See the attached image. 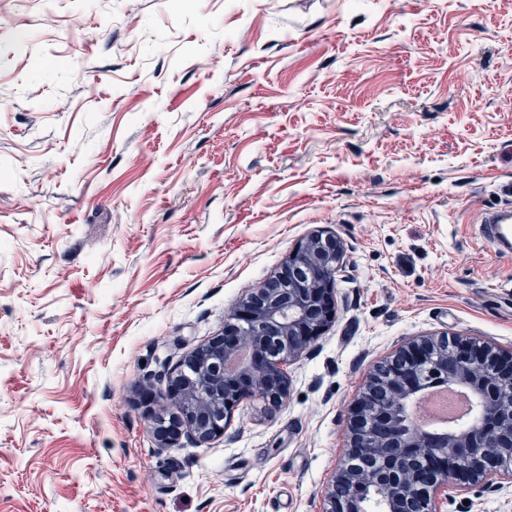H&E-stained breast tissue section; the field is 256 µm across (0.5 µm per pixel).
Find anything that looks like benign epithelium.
<instances>
[{
	"label": "benign epithelium",
	"instance_id": "obj_1",
	"mask_svg": "<svg viewBox=\"0 0 512 512\" xmlns=\"http://www.w3.org/2000/svg\"><path fill=\"white\" fill-rule=\"evenodd\" d=\"M343 250L336 236L316 232L301 243L269 278L248 289L224 329L187 355L181 371L169 380L183 413L157 422V433L171 440L187 428L199 442L224 430L240 402L259 399L275 409L288 395L284 366L322 335L336 317L334 281ZM442 336H420L393 356L391 395L379 406L375 423L364 427L363 414L377 382L371 372L350 412V449L347 457L380 452L378 465L363 471L343 461L326 487L323 512H367L362 505L366 490L383 491L386 512H435L434 497L450 480L476 484L497 476L512 480V426L502 427V417L512 418V404L502 403V393L512 391V353L494 349L465 336H452L454 357L437 358L439 379L471 385L473 375H484L483 389H474L481 424L474 432L448 439L446 434L401 431L394 415L410 407L425 383L422 365L433 357ZM452 446L446 452L444 448Z\"/></svg>",
	"mask_w": 512,
	"mask_h": 512
}]
</instances>
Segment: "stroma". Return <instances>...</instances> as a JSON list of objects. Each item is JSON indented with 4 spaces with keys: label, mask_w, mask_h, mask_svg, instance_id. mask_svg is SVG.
<instances>
[{
    "label": "stroma",
    "mask_w": 512,
    "mask_h": 512,
    "mask_svg": "<svg viewBox=\"0 0 512 512\" xmlns=\"http://www.w3.org/2000/svg\"><path fill=\"white\" fill-rule=\"evenodd\" d=\"M0 512H321L366 376L512 350V0H0ZM284 403L161 441L180 361L314 231ZM439 512H512L449 483ZM483 236L498 256L510 255L512 251L511 210L488 214L481 221Z\"/></svg>",
    "instance_id": "obj_1"
}]
</instances>
